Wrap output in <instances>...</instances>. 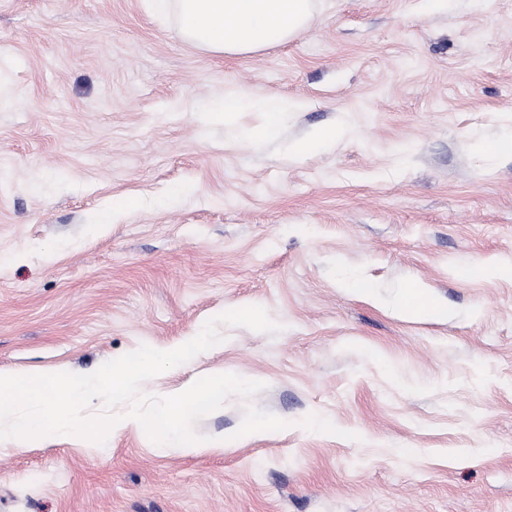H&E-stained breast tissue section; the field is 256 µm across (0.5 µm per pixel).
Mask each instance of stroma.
I'll list each match as a JSON object with an SVG mask.
<instances>
[{"instance_id": "1", "label": "stroma", "mask_w": 512, "mask_h": 512, "mask_svg": "<svg viewBox=\"0 0 512 512\" xmlns=\"http://www.w3.org/2000/svg\"><path fill=\"white\" fill-rule=\"evenodd\" d=\"M313 2L235 56L150 0H0V370L89 374L257 305L278 335L224 328L144 391L221 370L289 423L236 437L233 396L194 426L220 450L0 440V512H512V277L469 273L512 260V153L483 150L512 137V0ZM228 92L297 107L255 140L265 113L208 118ZM410 281L442 316L397 312ZM345 135L344 129L336 126L324 127L309 139L297 144L293 149L295 157H301L327 145L335 143Z\"/></svg>"}]
</instances>
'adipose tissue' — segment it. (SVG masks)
I'll return each mask as SVG.
<instances>
[{
    "instance_id": "adipose-tissue-1",
    "label": "adipose tissue",
    "mask_w": 512,
    "mask_h": 512,
    "mask_svg": "<svg viewBox=\"0 0 512 512\" xmlns=\"http://www.w3.org/2000/svg\"><path fill=\"white\" fill-rule=\"evenodd\" d=\"M156 13H175L176 34L209 52L246 55L287 42L313 16V0H152ZM252 107L267 115L263 137L278 131V118L290 104L279 97L246 100L225 96L213 112L215 119L233 124L237 112Z\"/></svg>"
}]
</instances>
